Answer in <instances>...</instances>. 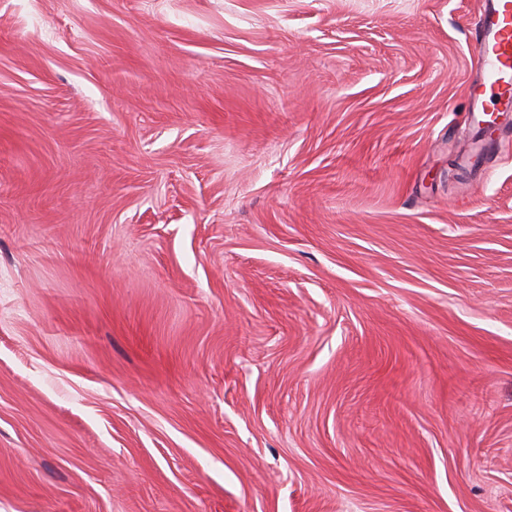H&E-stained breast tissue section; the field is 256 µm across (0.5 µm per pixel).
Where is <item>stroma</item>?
I'll return each mask as SVG.
<instances>
[{
    "mask_svg": "<svg viewBox=\"0 0 512 512\" xmlns=\"http://www.w3.org/2000/svg\"><path fill=\"white\" fill-rule=\"evenodd\" d=\"M480 6L0 0V512H512Z\"/></svg>",
    "mask_w": 512,
    "mask_h": 512,
    "instance_id": "stroma-1",
    "label": "stroma"
}]
</instances>
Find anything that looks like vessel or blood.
Masks as SVG:
<instances>
[{"label":"vessel or blood","mask_w":512,"mask_h":512,"mask_svg":"<svg viewBox=\"0 0 512 512\" xmlns=\"http://www.w3.org/2000/svg\"><path fill=\"white\" fill-rule=\"evenodd\" d=\"M474 36L483 78L470 89V112L479 125L495 117L485 105L486 94H494L503 111L512 112V0H484Z\"/></svg>","instance_id":"vessel-or-blood-1"}]
</instances>
